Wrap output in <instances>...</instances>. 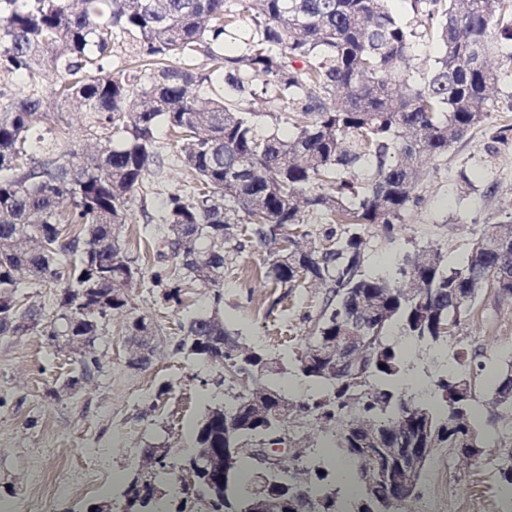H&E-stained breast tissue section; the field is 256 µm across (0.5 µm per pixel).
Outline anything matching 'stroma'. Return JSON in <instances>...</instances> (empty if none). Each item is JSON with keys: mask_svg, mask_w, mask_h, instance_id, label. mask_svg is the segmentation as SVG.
Returning <instances> with one entry per match:
<instances>
[{"mask_svg": "<svg viewBox=\"0 0 512 512\" xmlns=\"http://www.w3.org/2000/svg\"><path fill=\"white\" fill-rule=\"evenodd\" d=\"M62 111L72 149L86 150L108 139V131L94 127L82 109L66 104ZM490 134L489 126H479L456 143L440 165L425 162L432 175L418 189L422 203L407 212L393 236H384L377 227L364 233L367 273L389 272L403 255L427 245L441 248L449 263H458L475 231L497 222L502 202L512 198V149L497 159L495 192H488L479 180L466 186L458 176L472 157L483 153ZM155 140L166 160L164 170L147 175L120 233L143 275L128 290L130 308L105 324L97 346L101 375L77 394L66 393L62 384L74 367L67 349L38 331L0 335L1 501L35 495L47 500L49 512H86L92 504H108L111 493L93 492L77 478L88 449H98L103 458L98 480L129 478L142 467L145 448L159 446L178 459L187 456L196 422L207 408L226 400L220 370L174 350L189 316L210 307L209 291L184 284L182 300L175 303L166 300L164 287L154 286L151 279L156 270L174 271L175 263L158 258L146 220L160 218L168 194L188 193L191 186L189 173L175 160L177 149L165 127L156 129ZM265 256L264 250L250 245L228 254L221 314L238 330L241 342L289 363L312 328L304 316L319 312L324 291L307 288L270 306L273 288L260 275ZM481 309V317L466 321L460 335L439 348L400 338L406 386L425 390L434 374L456 368V352L474 349L484 355V377H498L512 348V304L497 305L488 294ZM135 317L163 329L151 364L142 369L128 362L126 325ZM165 382L172 389L159 394ZM477 413L484 427V456L465 469L448 449H438L423 471L411 512H423L424 501L432 497L448 499L450 512H512V502L506 501L491 466L504 438L512 439V415L493 413L484 404Z\"/></svg>", "mask_w": 512, "mask_h": 512, "instance_id": "35a3bbf8", "label": "stroma"}]
</instances>
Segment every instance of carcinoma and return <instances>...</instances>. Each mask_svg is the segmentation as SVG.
I'll return each instance as SVG.
<instances>
[{"label": "carcinoma", "instance_id": "cac0c4a2", "mask_svg": "<svg viewBox=\"0 0 512 512\" xmlns=\"http://www.w3.org/2000/svg\"><path fill=\"white\" fill-rule=\"evenodd\" d=\"M410 2L414 24L397 18L387 0H0V66L31 81L52 73L57 98L80 101L118 137L92 154L54 142L39 161L29 137L49 117L42 97L34 91L0 104V335H17L14 324L23 318L31 322L27 332L40 327L53 341L85 336L66 386L100 375L96 341L103 323L127 309L125 286L142 275L129 252L113 260L112 240L146 175L164 168L154 148L160 124L195 181L190 193L164 200L162 243L187 244L171 257L188 280L213 292L214 302V309L188 318L177 351L221 369L232 389L242 348L274 364L261 383L285 395L281 360L239 344L228 326L211 324L220 315L226 253L242 248L243 239L266 251L263 276L282 289L271 306L303 288L325 289L307 348L340 333L356 296L367 294L384 309L372 324V364H350L329 377L303 368L304 350L292 363L321 388L318 398L298 404L299 412L333 424L327 466H348L357 495L344 500L348 482L301 453L273 475L242 455L229 465L222 494L201 476L195 493L182 491L183 510L202 502L209 512H242L258 497L288 495L305 474L306 512H378L384 483L368 489L362 481L364 456L352 449L364 443L353 425L371 421L388 437L400 405L428 414L438 428L434 451L485 447L475 414L485 367L479 355L455 354L461 369L439 375L436 398L426 402L402 387L404 356L390 331L435 346L460 335L483 292L512 299V203L503 219L476 234L457 265L430 245L400 259L393 273L370 275L361 232L379 226L393 234L421 202L416 189L429 176L421 157L440 161L491 113L512 112V93L511 104L498 107L501 85L512 84V0ZM245 12L252 29L240 39ZM118 31L130 37L147 82L106 68ZM421 42L439 51L420 74L411 61ZM196 56L205 69L189 65ZM214 82L223 85V96H202L199 87ZM257 98L265 116L288 125L287 136L258 127ZM510 145L512 118L505 116L481 159L486 175ZM50 284L60 293L47 315L29 290ZM126 333L156 337L158 329L135 317ZM193 336L203 340L191 351ZM459 383L468 392L460 405L448 398ZM485 396L512 412V363ZM224 411L241 414V434L251 440L284 426L250 420L238 396ZM194 433L214 450L224 448L223 425L207 429L200 422ZM145 454L154 471L127 482L112 498L115 512H158L154 483L176 478L178 463L168 449Z\"/></svg>", "mask_w": 512, "mask_h": 512}]
</instances>
